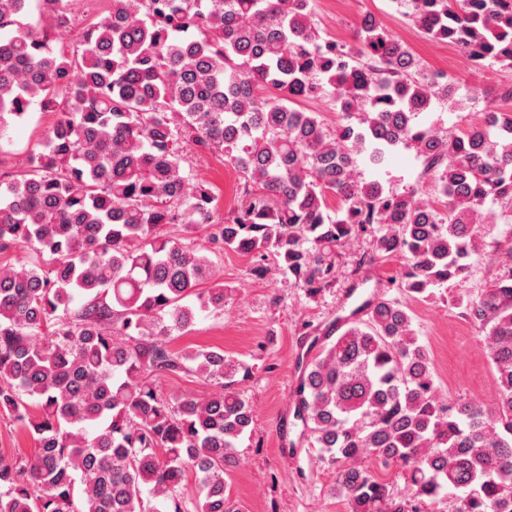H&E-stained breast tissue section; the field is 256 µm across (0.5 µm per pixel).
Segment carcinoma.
<instances>
[{"label":"carcinoma","mask_w":512,"mask_h":512,"mask_svg":"<svg viewBox=\"0 0 512 512\" xmlns=\"http://www.w3.org/2000/svg\"><path fill=\"white\" fill-rule=\"evenodd\" d=\"M29 2L0 0V137L34 106L56 120L0 175V252L38 253L0 267V417L37 443L29 459L0 456V512H239L224 475L254 421L235 380L248 370L165 343L195 311H224L212 255H271L314 295L337 248L371 229L376 255L406 258L399 287L432 297L468 276L486 206L512 212V110L458 135L419 124L458 88L372 14L352 44L322 38L313 0H110L71 53L53 46L74 26L61 0H36L53 20L39 32L22 22ZM393 2L470 63L512 69V0ZM324 96L334 129L293 107ZM185 145L243 179L209 247L191 233L214 197L183 168ZM400 145L424 159L439 205L363 180L360 156L378 164ZM364 305L305 368L294 412L351 512H512V274L464 306L495 369L490 405L444 401L408 312ZM187 371L214 387L206 399H164L149 380Z\"/></svg>","instance_id":"1"}]
</instances>
